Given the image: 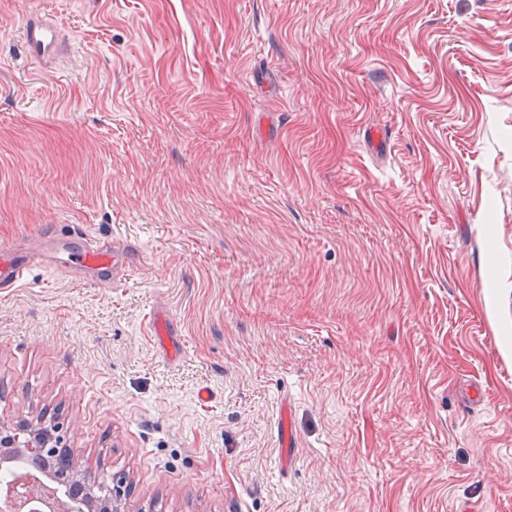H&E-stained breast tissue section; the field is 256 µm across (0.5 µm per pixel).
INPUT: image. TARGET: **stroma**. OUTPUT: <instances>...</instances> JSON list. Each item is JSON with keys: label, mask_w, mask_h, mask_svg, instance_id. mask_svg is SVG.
Masks as SVG:
<instances>
[{"label": "stroma", "mask_w": 512, "mask_h": 512, "mask_svg": "<svg viewBox=\"0 0 512 512\" xmlns=\"http://www.w3.org/2000/svg\"><path fill=\"white\" fill-rule=\"evenodd\" d=\"M67 224L139 255L0 291V423L126 512H512V0H0V244Z\"/></svg>", "instance_id": "obj_1"}]
</instances>
